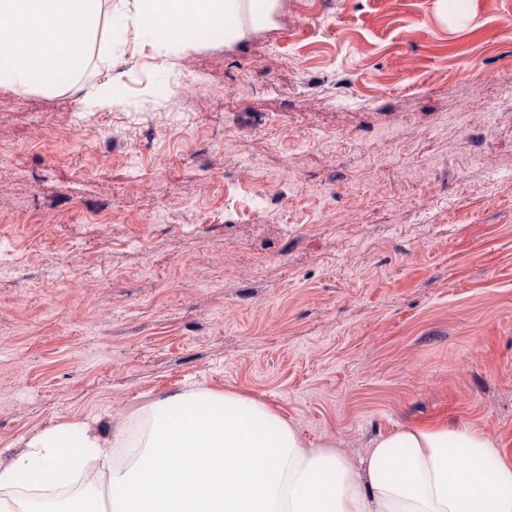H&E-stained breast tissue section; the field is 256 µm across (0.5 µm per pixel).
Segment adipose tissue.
Returning <instances> with one entry per match:
<instances>
[{"label":"adipose tissue","instance_id":"1","mask_svg":"<svg viewBox=\"0 0 512 512\" xmlns=\"http://www.w3.org/2000/svg\"><path fill=\"white\" fill-rule=\"evenodd\" d=\"M278 0H0V81L75 86L113 20L158 45L223 27L240 38ZM0 466V512H51L38 489L86 477L96 512H512V463L471 426L396 427L353 457L312 444L266 402L183 389L100 437L87 424L30 437Z\"/></svg>","mask_w":512,"mask_h":512}]
</instances>
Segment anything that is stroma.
Wrapping results in <instances>:
<instances>
[{
	"mask_svg": "<svg viewBox=\"0 0 512 512\" xmlns=\"http://www.w3.org/2000/svg\"><path fill=\"white\" fill-rule=\"evenodd\" d=\"M111 37L79 93L0 82V460L193 386L352 456L445 421L512 462V0L446 24L438 0H280L178 54ZM116 112L152 121L121 137Z\"/></svg>",
	"mask_w": 512,
	"mask_h": 512,
	"instance_id": "35a3bbf8",
	"label": "stroma"
}]
</instances>
